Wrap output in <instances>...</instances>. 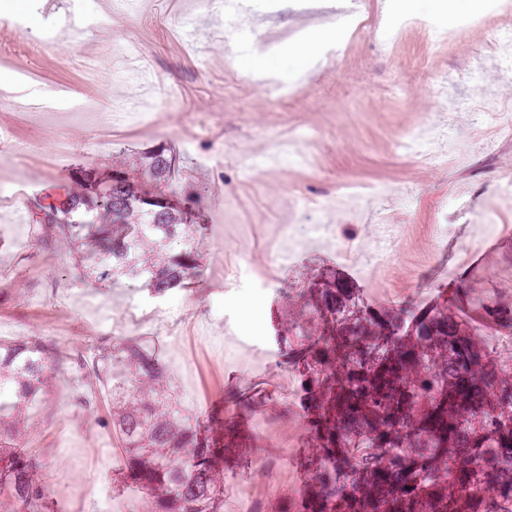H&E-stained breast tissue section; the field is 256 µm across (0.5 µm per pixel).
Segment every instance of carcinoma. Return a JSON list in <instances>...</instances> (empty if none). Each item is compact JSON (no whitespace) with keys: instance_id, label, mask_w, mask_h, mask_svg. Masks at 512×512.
<instances>
[{"instance_id":"carcinoma-1","label":"carcinoma","mask_w":512,"mask_h":512,"mask_svg":"<svg viewBox=\"0 0 512 512\" xmlns=\"http://www.w3.org/2000/svg\"><path fill=\"white\" fill-rule=\"evenodd\" d=\"M132 167L112 164L96 190L90 173L74 176L58 203L41 208L39 225H66L98 278H140L162 298L183 288L186 274H200L189 239L203 225L174 193L142 189ZM173 174L162 149L140 178L168 184ZM175 241L182 250H170ZM476 321L512 335V292L484 297L466 279L428 307L373 311L353 289L315 282L288 323L312 445L298 461L308 481L282 512H499L512 499V377L476 339ZM52 353L39 340L0 342V512H54L41 458L21 447L52 383ZM114 365L138 383L130 389L112 379V428L127 454L129 485L157 512H223L224 460L249 437L222 408L186 426L164 394L165 365L140 343L112 346L95 371L110 374ZM450 481L498 494L457 497Z\"/></svg>"}]
</instances>
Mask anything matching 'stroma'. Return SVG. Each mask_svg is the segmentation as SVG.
<instances>
[{
  "mask_svg": "<svg viewBox=\"0 0 512 512\" xmlns=\"http://www.w3.org/2000/svg\"><path fill=\"white\" fill-rule=\"evenodd\" d=\"M13 0L14 18L25 22L23 39L7 44L13 61H27L37 82L78 90L82 106L27 108L17 119L0 108V127L16 144L40 140L50 149L65 133L72 153L46 166L34 157L13 164L0 157V181L17 195L0 200V339H40L64 352L70 336L108 323L97 337L99 355L135 339L162 359L167 390L195 424L222 402L252 436L237 462L224 468V512H278L299 488L296 459L309 442L295 416L297 377L278 340L302 293L317 275L344 281L378 307L430 302L460 277L512 289V195L494 185L512 174V141L495 140L461 111L492 94L512 102V70L495 60L493 34L479 25L491 0H364L373 29L361 33L346 54L303 71L288 47L319 28L345 0H279L277 11L252 0L249 25L257 42L238 44L213 5L200 0ZM115 24H108V17ZM458 27L449 46L424 40V22ZM133 37L145 59L107 55L110 39ZM0 63V81L18 69ZM278 79L300 85L298 104L285 105L267 89ZM113 101L143 97L150 112L218 113L211 140L188 146L179 130L157 123L114 121L96 102L102 82ZM453 122L457 157L430 167L399 155L396 143L420 127L428 113ZM166 149L178 158L177 189L198 199L208 224L195 244L203 280L163 297H150L141 281L122 277L75 280L78 260L66 227L43 235L39 208L65 193L76 167L104 174L116 157ZM344 181L383 185L386 198L362 205H334L323 212L298 204L299 192L317 197ZM496 212L498 221L484 216ZM397 225L399 251L392 268L348 262L336 252L337 234L364 236L375 214ZM278 239L281 256L270 263L264 245ZM492 240L491 250L479 249ZM249 265L240 282L224 277L230 262ZM200 302L193 331L172 336L165 311L183 297ZM58 334H48V327ZM57 373L31 419L26 447L44 462L51 499L64 512H103L126 500L121 473L126 454L112 430L108 375L85 373L69 360ZM272 460L278 491L254 485L249 461Z\"/></svg>",
  "mask_w": 512,
  "mask_h": 512,
  "instance_id": "obj_1",
  "label": "stroma"
}]
</instances>
